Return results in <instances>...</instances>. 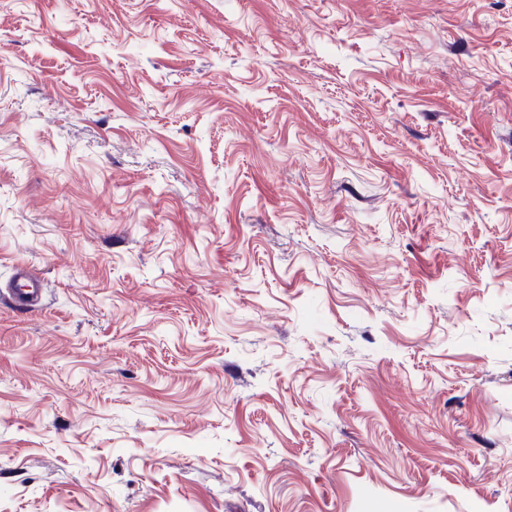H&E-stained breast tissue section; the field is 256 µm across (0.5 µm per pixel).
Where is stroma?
<instances>
[{
	"instance_id": "stroma-1",
	"label": "stroma",
	"mask_w": 512,
	"mask_h": 512,
	"mask_svg": "<svg viewBox=\"0 0 512 512\" xmlns=\"http://www.w3.org/2000/svg\"><path fill=\"white\" fill-rule=\"evenodd\" d=\"M0 512H512V0H0ZM8 292L15 306L34 309L42 303L44 283L38 274L29 269L20 268L12 278Z\"/></svg>"
}]
</instances>
